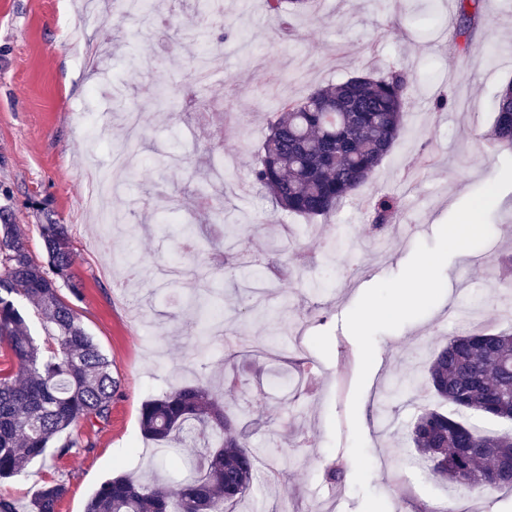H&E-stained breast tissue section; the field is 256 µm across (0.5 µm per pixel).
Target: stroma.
Wrapping results in <instances>:
<instances>
[{
	"instance_id": "1",
	"label": "stroma",
	"mask_w": 512,
	"mask_h": 512,
	"mask_svg": "<svg viewBox=\"0 0 512 512\" xmlns=\"http://www.w3.org/2000/svg\"><path fill=\"white\" fill-rule=\"evenodd\" d=\"M155 10L158 37L113 12L110 0H94L88 12L80 0H0V207L10 208L38 263L46 259L38 224L49 216L67 226L71 279L80 288L71 303L118 382L108 421L84 420L71 430L92 442L91 451L77 448L62 458L48 451L46 462L0 481V497L27 512L41 486L61 482L67 493L58 512H84L89 497L119 471L188 478V469H167L159 446L144 439L141 408L189 376L232 371L244 386L231 401L282 433L274 448L256 436L263 467L291 458L287 477L258 494L266 512H362L353 471L334 484L326 479L332 462L351 458L354 417L372 462L368 486L388 512H512V492L467 495L414 467L405 438L419 410L438 404L420 376L435 350L458 333L448 323L449 308L467 303L479 313L478 328L512 330V307L497 303L495 288V257L512 252V189L490 215L491 239L445 264L450 295L424 316L377 335L374 365L358 397L359 349L345 325L361 295L398 275L417 243L434 245L440 225L512 156L488 138L496 97L512 79V0H481L467 39L455 34V0H314L285 35L266 0H224L235 37L224 44L200 97L229 113L230 132L205 124L194 108L159 114L152 91L163 87L183 97L200 45L181 32L203 19L194 0H155ZM391 67L408 71L413 81L404 131L372 179L330 224L274 211L249 174L277 94L300 98L326 83ZM440 95L448 98L442 111L433 105ZM132 112L143 119L140 155L109 201L126 219L108 230L88 205L94 182L86 165L106 166L125 152ZM163 153L176 156L175 166H154ZM215 161L223 164V224L246 225L248 255L283 269L257 306L238 293L235 270L212 262L208 242L220 237L222 224L196 198ZM380 191L400 199V223L415 227L410 237H392L381 254L358 237L371 221L368 201ZM164 196L181 202L171 222L199 226L197 247L157 227L153 212ZM115 251L133 253L153 278L127 279L110 263ZM190 270L207 276L212 302L237 305L242 339L268 342L274 327L300 333L312 390L294 412H285L283 393L271 384L286 375V364L235 354L220 340L205 360H196ZM410 376L418 379L413 393L386 409L385 391Z\"/></svg>"
}]
</instances>
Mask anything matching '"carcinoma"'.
I'll use <instances>...</instances> for the list:
<instances>
[{"label": "carcinoma", "mask_w": 512, "mask_h": 512, "mask_svg": "<svg viewBox=\"0 0 512 512\" xmlns=\"http://www.w3.org/2000/svg\"><path fill=\"white\" fill-rule=\"evenodd\" d=\"M462 22L475 19L480 0H456ZM312 0H268L270 12L283 20L306 11ZM408 74L354 75L318 87L302 98L280 102L269 132L250 171L253 186L275 206L308 220L330 218L343 202L373 177L403 130ZM492 143L512 150V83L499 93L490 133ZM400 213L399 200L379 193L371 204L368 238L387 240ZM243 224L222 225L224 265L242 269L254 281L266 267L243 265L238 245ZM47 265L36 263L12 213L0 207V340L17 360L16 380L0 374V479L21 475L45 458L47 448L85 419H109L116 381L112 361L81 325L60 293L59 280L70 283L72 252L67 226L51 218L39 225ZM25 299L47 323L44 342L32 336L14 297ZM198 320L194 346L202 350L216 340L208 304H195ZM279 357L298 381L309 361L284 347ZM426 377L435 395L451 410L424 408L409 430L411 446L432 474L467 493L512 490V431L484 434L467 420L470 414L512 422V333L473 331L448 339L430 359ZM238 378L226 374L222 390L206 383L185 385L151 399L141 410V431L157 444L191 440L210 449L186 462L192 480L165 486L119 474L106 479L84 512H224V506L248 496L258 478L260 449L252 446L254 429L265 422L232 403L224 389ZM498 469L491 485L479 480ZM62 483L41 487L30 512H57L65 495Z\"/></svg>", "instance_id": "carcinoma-1"}]
</instances>
